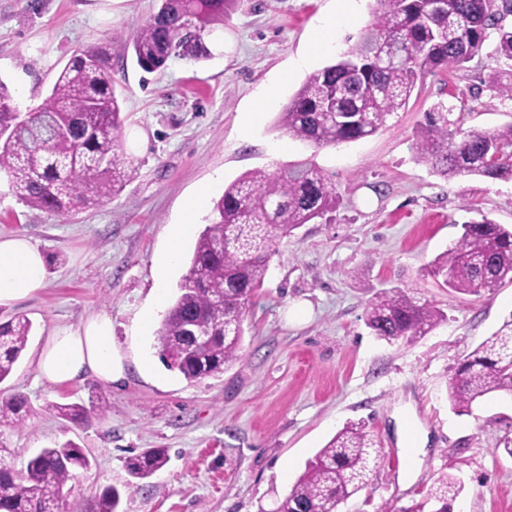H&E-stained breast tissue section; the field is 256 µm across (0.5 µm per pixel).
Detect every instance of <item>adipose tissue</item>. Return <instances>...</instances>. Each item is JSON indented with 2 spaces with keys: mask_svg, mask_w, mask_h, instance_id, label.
I'll return each instance as SVG.
<instances>
[{
  "mask_svg": "<svg viewBox=\"0 0 512 512\" xmlns=\"http://www.w3.org/2000/svg\"><path fill=\"white\" fill-rule=\"evenodd\" d=\"M208 188L186 199L181 219L169 225L167 248L158 259L160 272L180 260L182 245L192 234L198 213L208 200ZM45 278V258L29 239L0 237V307H10L38 291ZM37 371L52 383H67L91 375L112 384L124 376L121 359L112 344V320L93 315L79 326L56 329L37 359Z\"/></svg>",
  "mask_w": 512,
  "mask_h": 512,
  "instance_id": "ef3b65f1",
  "label": "adipose tissue"
}]
</instances>
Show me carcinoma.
<instances>
[{"label": "carcinoma", "instance_id": "cac0c4a2", "mask_svg": "<svg viewBox=\"0 0 512 512\" xmlns=\"http://www.w3.org/2000/svg\"><path fill=\"white\" fill-rule=\"evenodd\" d=\"M231 0H161L158 11L134 31L130 46L145 72L172 57L209 55L203 33L224 23ZM359 41L336 62L311 74L278 117L293 139L315 147L375 134L406 106L417 83L479 53L486 30L496 27L495 54L512 62V0H380ZM488 85L512 97V65L489 76ZM444 103L425 113L415 159L448 179L480 176L512 180V124L493 132L464 130L450 121ZM16 125L17 108L0 81V173L27 206L50 213L98 206L120 192L137 173L115 133L123 125L112 78V56L89 45L58 72L52 90ZM336 209L329 175L311 160L286 164L270 174L250 171L213 200L211 218L199 235L179 295L166 311L155 340L167 366L195 382L224 373L241 357L246 310L267 273L276 240ZM428 273L442 288L481 296L512 283V229L483 216L462 225L460 238L437 255ZM447 320L437 306L399 287L380 292L369 304L366 325L389 343L411 342ZM210 339L190 350L195 333ZM32 322L14 317L0 323V383L32 335ZM488 396L512 398V315L477 345L448 382L457 415L472 414ZM64 418L87 410L55 404ZM31 412L21 396L0 399V426L18 427ZM381 460L372 431L349 422L309 460L278 502L275 512H336L363 490ZM167 462L165 449L129 458V474L143 480ZM88 471L91 460L72 441L40 449L17 470L0 457V512H64V488ZM463 486L449 474L429 489L434 512H450ZM120 492L103 490L99 512H117Z\"/></svg>", "mask_w": 512, "mask_h": 512}]
</instances>
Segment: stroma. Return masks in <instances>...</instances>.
Here are the masks:
<instances>
[{
    "mask_svg": "<svg viewBox=\"0 0 512 512\" xmlns=\"http://www.w3.org/2000/svg\"><path fill=\"white\" fill-rule=\"evenodd\" d=\"M358 4L356 24L335 49L299 70L295 61L336 0H237L204 36L210 57H174L147 73L123 47L160 0H0V79L13 89L28 84L20 109L42 102L77 51L109 45L125 117L118 141L137 166L117 195L66 214L27 206L0 177V236H25L46 257L43 288L0 307L1 322L23 316L34 325L0 384V397L24 396L32 417L0 427V444L18 467L54 442L71 440L91 454L94 465L73 482L67 512H94L108 486L121 493L119 512H274L318 450L346 422L361 420L384 459L337 512L424 503L444 473L464 485L456 512H512V402L489 398L460 416L447 396L458 362L512 316V283L478 297L439 287L426 271L463 223L485 216L512 227V180L448 179L413 151L425 113L440 101L462 109L468 130L512 124V98L486 83L498 65L497 33L488 29L479 54L462 66L428 76L375 135L321 148L295 140L277 152L287 139L280 112L310 74L357 42L380 8L378 0ZM283 75L288 83L258 127L243 132L245 113ZM307 159L329 174L340 199L335 212L279 241L247 309L241 359L224 374L186 381L162 362L154 332L138 328L168 225L203 184L217 197L247 172ZM394 286L437 305L447 322L411 343L378 339L366 311ZM93 314L112 319L124 379H40L36 360L51 331ZM55 402L89 411L63 419ZM409 429L421 438L410 469ZM150 448L166 450V465L130 485L127 459Z\"/></svg>",
    "mask_w": 512,
    "mask_h": 512,
    "instance_id": "1",
    "label": "stroma"
}]
</instances>
